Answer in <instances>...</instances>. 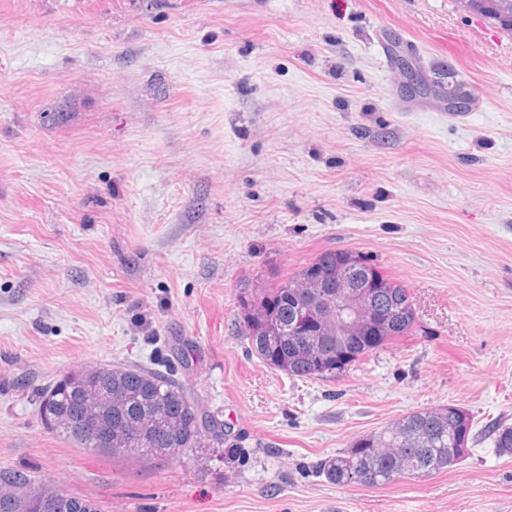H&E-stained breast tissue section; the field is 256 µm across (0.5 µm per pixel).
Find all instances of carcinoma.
<instances>
[{"label":"carcinoma","mask_w":512,"mask_h":512,"mask_svg":"<svg viewBox=\"0 0 512 512\" xmlns=\"http://www.w3.org/2000/svg\"><path fill=\"white\" fill-rule=\"evenodd\" d=\"M512 8V0H492L480 14L498 20ZM336 251L318 255L294 275L283 278L273 288L238 290V327L251 344V351L268 367L299 378L330 380L370 354L373 342L387 341L408 333L415 314L407 290L384 277L365 255L362 268L385 282L370 302L374 311L392 307L399 311L391 327L380 336H359L342 346L336 335L310 327L306 335L296 332V322L306 274L319 264L331 261ZM74 379L65 389L49 386L39 393L38 410L44 424L77 446L100 452L95 432L89 426L92 417L112 423L117 444L112 454L157 462L197 448H222L226 437L201 433L188 412L169 415L170 406L189 398L186 388L158 373L141 368L100 366L68 374ZM87 379L99 390L102 401L96 403L82 393L79 380ZM473 424L465 410L441 406L414 411L391 426L358 436L351 445L320 463L322 474L341 486L385 485L391 475L424 476L450 468V449L468 447ZM495 447L512 453V426H492ZM51 502L59 512H98L89 500L49 487H37L28 475L0 471V512H33L35 506Z\"/></svg>","instance_id":"1"}]
</instances>
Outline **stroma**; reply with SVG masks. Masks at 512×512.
Here are the masks:
<instances>
[{
    "label": "stroma",
    "instance_id": "obj_1",
    "mask_svg": "<svg viewBox=\"0 0 512 512\" xmlns=\"http://www.w3.org/2000/svg\"><path fill=\"white\" fill-rule=\"evenodd\" d=\"M462 46L443 56L434 40ZM368 256L416 324L328 381L234 330L242 282ZM182 384L237 444L161 463L52 433L69 372ZM458 465L381 486L325 458L407 414ZM512 30L463 0H0V470L100 512H512Z\"/></svg>",
    "mask_w": 512,
    "mask_h": 512
}]
</instances>
